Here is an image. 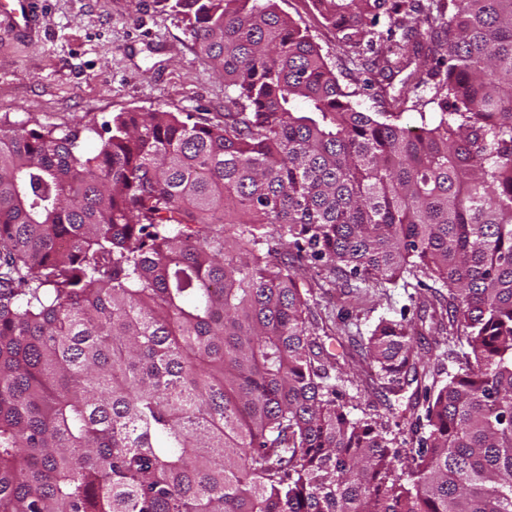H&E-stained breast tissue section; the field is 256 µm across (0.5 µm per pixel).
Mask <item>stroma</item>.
Listing matches in <instances>:
<instances>
[{"label":"stroma","mask_w":512,"mask_h":512,"mask_svg":"<svg viewBox=\"0 0 512 512\" xmlns=\"http://www.w3.org/2000/svg\"><path fill=\"white\" fill-rule=\"evenodd\" d=\"M306 28L343 87L357 91L360 110L373 102L358 89L363 76L340 53L334 30L311 0H276ZM192 112L224 116V80L198 55L182 16L168 0H47L34 41L0 40V127L24 121L78 129L82 149L94 147L86 126L117 112ZM310 305L331 333L324 340L348 377L366 378L360 344L379 316L410 306L403 288L359 292L322 267L307 270ZM414 386L397 396L349 388L354 415L369 414L407 431Z\"/></svg>","instance_id":"obj_1"}]
</instances>
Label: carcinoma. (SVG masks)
<instances>
[{
	"mask_svg": "<svg viewBox=\"0 0 512 512\" xmlns=\"http://www.w3.org/2000/svg\"><path fill=\"white\" fill-rule=\"evenodd\" d=\"M313 2L378 110L276 0H174L224 120L0 128V512H512V0ZM300 266L429 293L361 347L409 447ZM347 385L349 387V396H353V398L349 399L347 396L346 400L349 409L354 415L363 416V413H366L383 421H389L390 429H392L393 434H396L399 441L405 438L407 441L410 440V435H408L407 431L409 424L407 422L411 421L412 411L409 408H411V400L416 389V383L405 386L404 391L398 396L389 394L388 399L380 393H375L371 388L367 392H360L356 390V386L350 387L349 383ZM395 422L400 424L399 428L395 426Z\"/></svg>",
	"mask_w": 512,
	"mask_h": 512,
	"instance_id": "obj_1",
	"label": "carcinoma"
}]
</instances>
